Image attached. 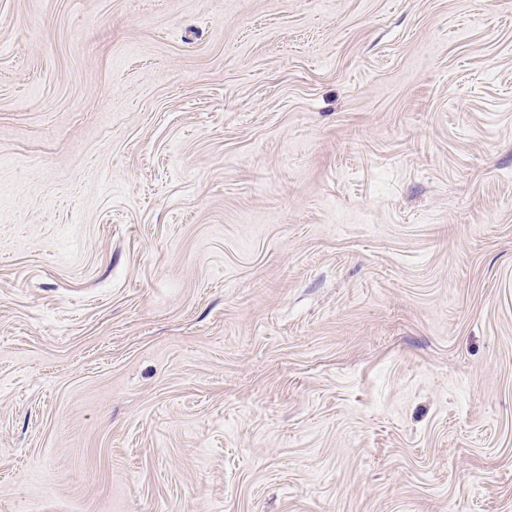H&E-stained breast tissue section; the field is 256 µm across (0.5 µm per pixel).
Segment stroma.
Here are the masks:
<instances>
[{"label":"stroma","instance_id":"35a3bbf8","mask_svg":"<svg viewBox=\"0 0 512 512\" xmlns=\"http://www.w3.org/2000/svg\"><path fill=\"white\" fill-rule=\"evenodd\" d=\"M0 512H512V0H0Z\"/></svg>","mask_w":512,"mask_h":512}]
</instances>
